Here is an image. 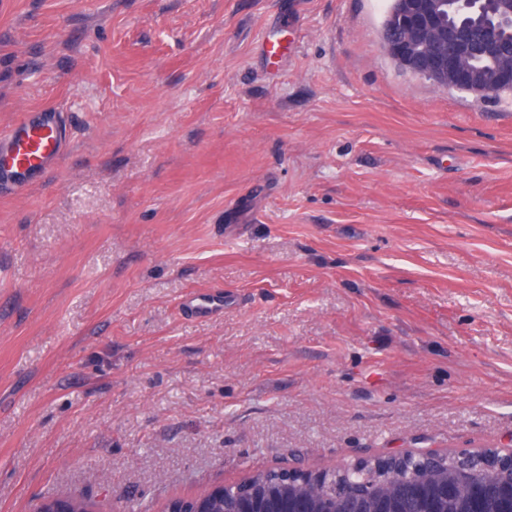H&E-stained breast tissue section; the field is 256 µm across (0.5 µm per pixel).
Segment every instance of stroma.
<instances>
[{
    "label": "stroma",
    "instance_id": "obj_1",
    "mask_svg": "<svg viewBox=\"0 0 512 512\" xmlns=\"http://www.w3.org/2000/svg\"><path fill=\"white\" fill-rule=\"evenodd\" d=\"M387 8L0 0V128L70 131L0 195V512L512 439V94L399 66ZM186 313L195 318H206L224 310V300L203 294H191L182 301Z\"/></svg>",
    "mask_w": 512,
    "mask_h": 512
}]
</instances>
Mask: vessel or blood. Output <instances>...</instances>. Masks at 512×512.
<instances>
[{"label": "vessel or blood", "mask_w": 512, "mask_h": 512, "mask_svg": "<svg viewBox=\"0 0 512 512\" xmlns=\"http://www.w3.org/2000/svg\"><path fill=\"white\" fill-rule=\"evenodd\" d=\"M62 154V135L54 112L23 114L0 130V187H28L52 171ZM182 306L189 316L206 318L222 312L224 303L203 294H191Z\"/></svg>", "instance_id": "vessel-or-blood-1"}]
</instances>
